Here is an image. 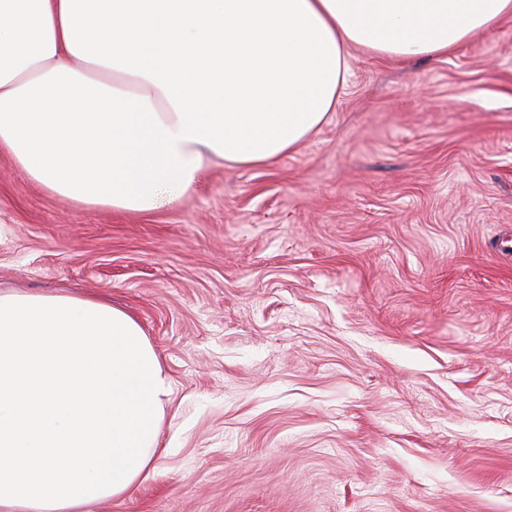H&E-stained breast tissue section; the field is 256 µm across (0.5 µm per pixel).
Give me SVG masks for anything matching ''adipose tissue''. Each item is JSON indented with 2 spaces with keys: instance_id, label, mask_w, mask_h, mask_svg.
Instances as JSON below:
<instances>
[{
  "instance_id": "ef3b65f1",
  "label": "adipose tissue",
  "mask_w": 512,
  "mask_h": 512,
  "mask_svg": "<svg viewBox=\"0 0 512 512\" xmlns=\"http://www.w3.org/2000/svg\"><path fill=\"white\" fill-rule=\"evenodd\" d=\"M507 17L512 0H0V154L74 203L151 212L213 161L295 151L350 48L442 56ZM170 393L122 308L0 293V512L129 494Z\"/></svg>"
}]
</instances>
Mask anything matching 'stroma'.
I'll return each instance as SVG.
<instances>
[{
	"instance_id": "35a3bbf8",
	"label": "stroma",
	"mask_w": 512,
	"mask_h": 512,
	"mask_svg": "<svg viewBox=\"0 0 512 512\" xmlns=\"http://www.w3.org/2000/svg\"><path fill=\"white\" fill-rule=\"evenodd\" d=\"M350 67L296 151L152 212L0 155V292L119 305L171 383L92 512H512V20Z\"/></svg>"
}]
</instances>
